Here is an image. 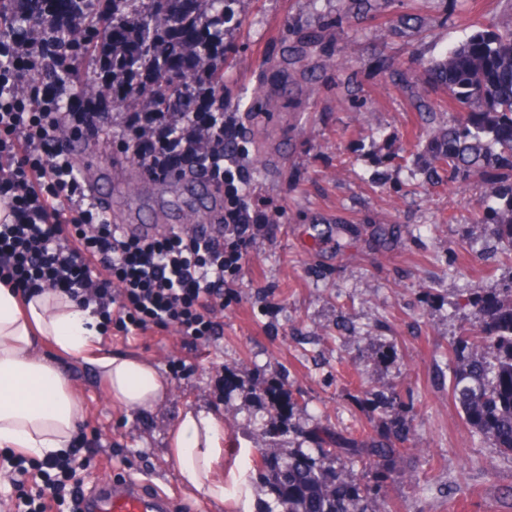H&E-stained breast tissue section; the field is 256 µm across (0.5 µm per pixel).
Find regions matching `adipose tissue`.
Returning <instances> with one entry per match:
<instances>
[{"label":"adipose tissue","instance_id":"ef3b65f1","mask_svg":"<svg viewBox=\"0 0 512 512\" xmlns=\"http://www.w3.org/2000/svg\"><path fill=\"white\" fill-rule=\"evenodd\" d=\"M44 339L63 352L85 356L100 336L91 310L69 297L44 292L22 303L11 288L0 285V449H17L40 460L67 449L83 417L82 404L61 372L37 354ZM94 363L114 405L151 411L169 393L168 384L143 359L98 357ZM169 443V457L186 492L218 504L248 495L240 474L250 469L249 460L224 466L223 415L186 409Z\"/></svg>","mask_w":512,"mask_h":512}]
</instances>
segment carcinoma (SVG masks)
<instances>
[{"label": "carcinoma", "instance_id": "1", "mask_svg": "<svg viewBox=\"0 0 512 512\" xmlns=\"http://www.w3.org/2000/svg\"><path fill=\"white\" fill-rule=\"evenodd\" d=\"M165 0H112V14L96 17L86 42L72 50L87 66L98 63V43L111 37V27L130 26L140 36L139 50L115 65L122 81L132 71L155 76L154 105L159 112L181 111L179 101L193 98L196 78L173 68L159 50L156 12ZM237 0H203L202 11L178 19V24L203 28L213 40L224 39L225 25L235 17ZM5 32L16 39L41 24L33 9L14 12L12 0H0ZM426 83L448 94L455 112L433 138L437 160L448 171V185L461 192L475 178L483 180L492 204L481 221L490 225L495 250L512 260V19L478 24L447 55L423 67ZM214 111H224V60L204 77ZM474 328L465 329L448 346L454 362L449 390L452 403L465 423L512 458V293L501 295L470 288ZM314 448L260 450L258 477L269 497L263 512L283 506L285 512H369V502L396 480L398 462L408 452L396 442L362 432L359 435L312 432ZM359 463L372 479L356 483L347 465Z\"/></svg>", "mask_w": 512, "mask_h": 512}]
</instances>
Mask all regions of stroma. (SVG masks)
Instances as JSON below:
<instances>
[{
  "label": "stroma",
  "mask_w": 512,
  "mask_h": 512,
  "mask_svg": "<svg viewBox=\"0 0 512 512\" xmlns=\"http://www.w3.org/2000/svg\"><path fill=\"white\" fill-rule=\"evenodd\" d=\"M512 0H240L225 31L224 109L239 113L248 195L281 212L244 266L218 335L192 342L174 330L140 336L114 324L98 356L135 354L170 387L155 411L112 405L90 359L40 348L84 404L77 441L89 442L85 489L127 479L170 492L182 512H262L260 481L243 501H198L178 484L168 437L182 411L224 417V456L239 449L307 447L306 433L364 425L402 437L409 452L384 500L398 512H512V459L480 439L448 398L449 342L470 317L468 282L496 291L512 261L494 251L475 216L483 190L431 178L430 134L448 122V97L424 89V64ZM101 201L112 218L171 223L169 208L209 219L180 185L112 190V142L90 136ZM186 364L173 375L169 363ZM275 381L295 406L270 411ZM403 410L389 415L392 394Z\"/></svg>",
  "instance_id": "35a3bbf8"
}]
</instances>
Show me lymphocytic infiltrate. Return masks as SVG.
Listing matches in <instances>:
<instances>
[{"label": "lymphocytic infiltrate", "mask_w": 512, "mask_h": 512, "mask_svg": "<svg viewBox=\"0 0 512 512\" xmlns=\"http://www.w3.org/2000/svg\"><path fill=\"white\" fill-rule=\"evenodd\" d=\"M43 15L27 38L0 41V283L26 295L49 289L81 299L129 333L171 328L193 341L215 335L252 247L275 226L273 210L241 190L246 147L239 117L213 111L204 88L191 111H156L142 98L149 84L143 75L129 88L140 105L120 117L109 110L112 81L105 76L95 82L94 95L73 98L71 111H58L57 83L40 77L62 56L54 33L67 30L79 45L87 29L55 0H44ZM160 50L199 77L216 57L200 52L194 37L161 42ZM36 76L41 83L35 87ZM61 125L118 126L117 148L139 166L187 172L223 187L220 221L150 239L125 235L87 192L70 153L55 146ZM52 224L74 232L50 233ZM82 463L74 454L53 461L54 472L44 480L47 497L21 492L1 499L0 512H48L49 500H78L82 489L67 482Z\"/></svg>", "instance_id": "f902f5d3"}]
</instances>
